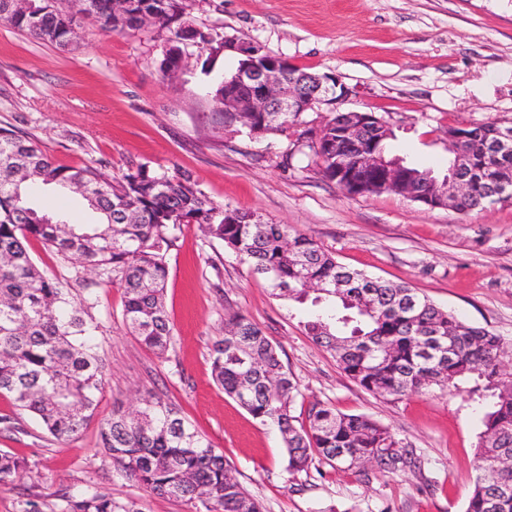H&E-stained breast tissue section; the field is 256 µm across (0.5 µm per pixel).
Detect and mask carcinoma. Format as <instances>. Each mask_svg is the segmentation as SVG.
I'll return each mask as SVG.
<instances>
[{
	"mask_svg": "<svg viewBox=\"0 0 512 512\" xmlns=\"http://www.w3.org/2000/svg\"><path fill=\"white\" fill-rule=\"evenodd\" d=\"M92 9L63 10L55 0H30L20 13L4 8L0 20L50 45L69 40L81 19L93 17L113 30L134 26V19L112 11L113 0H92ZM158 32L169 44L199 33V48L219 51L224 37L199 29L187 18L186 0L161 10ZM224 127H243L251 136L290 131L309 124L306 114L275 118L258 113L244 126L235 112H221ZM343 115L331 112L319 123L322 138H307L324 177L350 194L336 172V157L346 170L364 156L385 150V139L367 123L353 140L339 135ZM501 128L489 123L450 127L448 136L463 138L468 161L463 175L472 193L457 204L468 214L501 201L495 175L512 167V149L499 143ZM410 179L430 189L437 175L406 165ZM61 189L78 183L92 187L83 197L96 214L94 224H70L29 204L27 181ZM251 213L215 203L190 175L152 176L129 168L107 178L97 168L55 165L29 139L0 128V393L56 439L69 440L94 414L102 390L104 367L96 336L101 329L92 310L95 288L117 286L123 294V321L142 345L165 354L173 339L165 306L167 254L186 227L194 226L224 244L251 271L271 281L275 295L315 311L305 322L313 342L332 352L336 363L364 389L380 396L402 397L436 388L459 389L472 379L483 382L492 401L482 415L484 430L477 446L476 478L466 512H512V381L500 377L505 354L495 333L471 326L436 306L405 284L371 277L340 264L331 252L286 224L250 223ZM37 240L75 277L93 271L95 279L74 294L68 284L41 270L30 252ZM344 287L316 294L313 281ZM212 373L224 393L254 419L275 428L288 456V471L308 469L313 455L331 466L386 472L419 467L414 449L391 428L320 402L307 411V423L293 415L295 385L277 347L246 317L224 322V335L210 349ZM100 445L115 469L149 491L201 506V512H262L224 455L196 432L171 405L147 400L134 409L117 408L103 422ZM20 478V465L0 453V486ZM58 512H133L112 496L87 491L64 494Z\"/></svg>",
	"mask_w": 512,
	"mask_h": 512,
	"instance_id": "obj_1",
	"label": "carcinoma"
}]
</instances>
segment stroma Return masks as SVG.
Here are the masks:
<instances>
[{
	"mask_svg": "<svg viewBox=\"0 0 512 512\" xmlns=\"http://www.w3.org/2000/svg\"><path fill=\"white\" fill-rule=\"evenodd\" d=\"M198 27L257 42L290 63L333 73L353 91L347 111L382 115L385 150L435 173L448 171L447 131L512 126V0H188ZM156 28L109 31L82 19L57 48L0 24V127L34 142L56 164L108 175L145 167L190 173L214 202L313 236L342 265L409 283L466 323L501 336V372L512 377V201L460 215L395 192L347 195L293 140L226 129L214 79L235 70L232 52L190 48L176 81L160 71ZM33 202L96 220L78 194L36 184ZM173 344L157 355L131 336L116 287L97 290L104 325L100 402L73 439L52 437L12 397L0 395V450L21 478L0 488V512H55L63 493H109L136 512H195L117 472L99 446L114 408L162 397L236 470L264 512H465L476 476L485 404L474 381L459 390L382 397L350 379L304 330L309 305L274 295L223 245L184 229L167 255ZM239 314L277 346L298 389L294 414L320 402L389 426L415 448L420 470L361 474L313 457L287 469L278 432L248 414L212 376L210 347Z\"/></svg>",
	"mask_w": 512,
	"mask_h": 512,
	"instance_id": "stroma-1",
	"label": "stroma"
}]
</instances>
